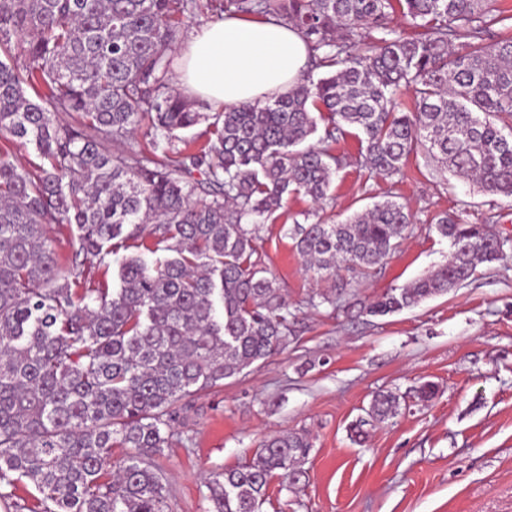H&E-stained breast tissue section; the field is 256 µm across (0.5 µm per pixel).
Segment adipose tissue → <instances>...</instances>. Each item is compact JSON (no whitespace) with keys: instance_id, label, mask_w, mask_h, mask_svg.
<instances>
[{"instance_id":"adipose-tissue-1","label":"adipose tissue","mask_w":512,"mask_h":512,"mask_svg":"<svg viewBox=\"0 0 512 512\" xmlns=\"http://www.w3.org/2000/svg\"><path fill=\"white\" fill-rule=\"evenodd\" d=\"M307 60V46L292 26L227 17L188 35L175 53V81L215 107L253 103L288 93Z\"/></svg>"}]
</instances>
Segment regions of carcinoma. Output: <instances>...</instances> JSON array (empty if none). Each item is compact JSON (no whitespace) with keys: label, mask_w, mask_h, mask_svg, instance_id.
Returning <instances> with one entry per match:
<instances>
[{"label":"carcinoma","mask_w":512,"mask_h":512,"mask_svg":"<svg viewBox=\"0 0 512 512\" xmlns=\"http://www.w3.org/2000/svg\"><path fill=\"white\" fill-rule=\"evenodd\" d=\"M496 2L0 0V503L27 481L42 512H169L150 457L169 446L178 411L294 334L259 233L290 194L330 198L343 166L331 145L357 138L356 164L390 179L421 149L512 197V36L483 43L487 27L512 21ZM205 9L291 25L324 75L263 105L197 111L173 89L170 50ZM37 82L45 91L32 98ZM17 146L37 161L21 167ZM197 170L205 181H190ZM304 220L285 235L309 271L334 280L308 303L335 308L347 287L337 270L382 265L414 217L385 200L339 223ZM50 224L70 225L72 257L59 258ZM433 228L448 260L361 313L412 309L512 260V240L482 224L445 214ZM139 238L152 244L121 258L119 287L95 285L92 270ZM404 399L376 393L354 437ZM114 448L125 449L117 463ZM310 448L297 433L266 438L209 478V512H261L274 479L306 477Z\"/></svg>","instance_id":"cac0c4a2"}]
</instances>
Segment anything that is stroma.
I'll return each instance as SVG.
<instances>
[{
  "mask_svg": "<svg viewBox=\"0 0 512 512\" xmlns=\"http://www.w3.org/2000/svg\"><path fill=\"white\" fill-rule=\"evenodd\" d=\"M358 150L351 137L337 146L348 163L324 218L342 221L389 198L414 215L411 233L382 267L340 269L347 288L339 308L314 309L309 296L328 283L304 271L282 230L309 203L285 200L261 245L297 316L296 336L181 411L171 446L153 459L170 512H208L210 474L245 464L280 432L309 436L307 478L298 489L273 480L263 512H512V266H479L473 283L391 316L359 312L361 301L447 260L448 241L428 229L438 215L512 238V198L432 172L420 155L403 176H372L357 166ZM425 382L436 386L429 402L407 400L364 444L351 441L374 393Z\"/></svg>",
  "mask_w": 512,
  "mask_h": 512,
  "instance_id": "35a3bbf8",
  "label": "stroma"
}]
</instances>
